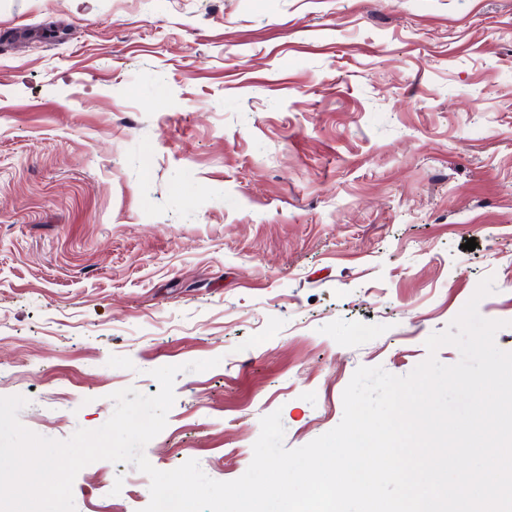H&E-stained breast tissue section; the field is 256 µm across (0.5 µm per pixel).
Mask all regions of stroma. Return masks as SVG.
Wrapping results in <instances>:
<instances>
[{
	"label": "stroma",
	"instance_id": "stroma-1",
	"mask_svg": "<svg viewBox=\"0 0 512 512\" xmlns=\"http://www.w3.org/2000/svg\"><path fill=\"white\" fill-rule=\"evenodd\" d=\"M488 276L512 352V0H0V397L38 435L216 357L144 454L235 480L263 416L330 431ZM149 487L99 460L75 509Z\"/></svg>",
	"mask_w": 512,
	"mask_h": 512
}]
</instances>
